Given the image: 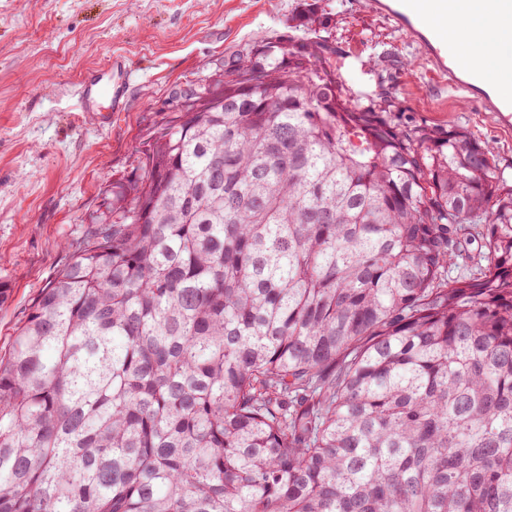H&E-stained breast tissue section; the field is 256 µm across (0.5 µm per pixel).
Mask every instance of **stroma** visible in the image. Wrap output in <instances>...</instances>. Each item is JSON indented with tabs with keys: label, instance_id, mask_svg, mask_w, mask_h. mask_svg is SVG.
I'll list each match as a JSON object with an SVG mask.
<instances>
[{
	"label": "stroma",
	"instance_id": "stroma-1",
	"mask_svg": "<svg viewBox=\"0 0 512 512\" xmlns=\"http://www.w3.org/2000/svg\"><path fill=\"white\" fill-rule=\"evenodd\" d=\"M375 0H317L337 53L328 71L356 91L385 84L406 119L462 125L512 179V128L433 69L421 42ZM304 0H0V355L31 301L72 254L108 181L131 175L175 87L264 34L301 37ZM130 85L123 112L82 107L83 76L113 55Z\"/></svg>",
	"mask_w": 512,
	"mask_h": 512
}]
</instances>
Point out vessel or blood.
<instances>
[{"label": "vessel or blood", "instance_id": "obj_1", "mask_svg": "<svg viewBox=\"0 0 512 512\" xmlns=\"http://www.w3.org/2000/svg\"><path fill=\"white\" fill-rule=\"evenodd\" d=\"M381 12L393 18L400 27L414 31L419 21L420 0H378ZM459 10L467 13L491 12L495 34L512 35V0H457ZM430 60L439 75L449 83L466 89L480 100L484 107L494 112L503 126L512 125V58L498 61L493 78H486L479 70L461 71L452 68L448 59L454 47L447 37L437 30L422 36ZM130 84L120 57H113L108 71L94 70L83 77L78 93L83 103L93 104L101 95H109L113 109H120L126 89Z\"/></svg>", "mask_w": 512, "mask_h": 512}]
</instances>
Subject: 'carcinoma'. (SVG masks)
<instances>
[{"label":"carcinoma","instance_id":"obj_1","mask_svg":"<svg viewBox=\"0 0 512 512\" xmlns=\"http://www.w3.org/2000/svg\"><path fill=\"white\" fill-rule=\"evenodd\" d=\"M325 52L253 40L112 184L0 355V512H512V184ZM478 253L479 249L476 241L471 244H463V248H461V253L456 263L448 270V276L456 277L474 271L477 262H479Z\"/></svg>","mask_w":512,"mask_h":512}]
</instances>
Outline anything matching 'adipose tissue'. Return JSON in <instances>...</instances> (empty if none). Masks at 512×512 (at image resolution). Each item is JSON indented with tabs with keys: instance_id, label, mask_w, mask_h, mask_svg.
<instances>
[{
	"instance_id": "ef3b65f1",
	"label": "adipose tissue",
	"mask_w": 512,
	"mask_h": 512,
	"mask_svg": "<svg viewBox=\"0 0 512 512\" xmlns=\"http://www.w3.org/2000/svg\"><path fill=\"white\" fill-rule=\"evenodd\" d=\"M426 22L440 27L456 41L459 48L456 64L459 68H480L490 73L494 71L498 57L512 56V37L499 42L497 55L486 53L480 35L493 27L489 15H466L450 5L444 9L430 8Z\"/></svg>"
}]
</instances>
